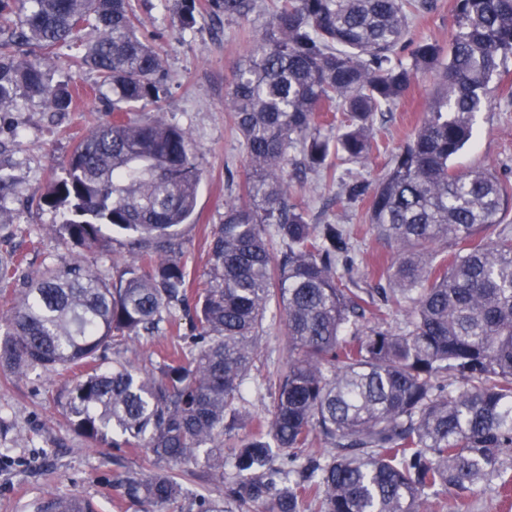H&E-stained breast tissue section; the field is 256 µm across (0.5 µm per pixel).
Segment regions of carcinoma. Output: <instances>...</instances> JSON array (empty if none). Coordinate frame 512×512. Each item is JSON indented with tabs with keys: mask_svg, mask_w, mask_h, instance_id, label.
I'll list each match as a JSON object with an SVG mask.
<instances>
[{
	"mask_svg": "<svg viewBox=\"0 0 512 512\" xmlns=\"http://www.w3.org/2000/svg\"><path fill=\"white\" fill-rule=\"evenodd\" d=\"M264 36L237 64L227 104L243 138V196L224 206L204 287L190 282L176 228L195 213L200 150L189 134L146 113L167 95L157 47L137 34L133 0H0V108L40 102L66 111L40 51L95 33L76 65L97 73L112 120L76 145L65 176L41 196L59 232L89 250L100 226L126 237L133 257L109 279L82 260L30 278L6 316L0 372L42 367L83 373L57 396L92 446L146 448L159 462L192 461L224 485V501L198 495L195 512H421L427 500L464 499L482 482L512 486V226L501 223L512 187L492 170L452 159L492 105L491 82L512 57V0H456L448 48L414 43L399 55L412 16L431 0H271ZM257 0H172V19L195 28L209 15L247 21ZM437 95L374 183L343 184L394 250L386 288H351L341 270L351 236L311 224L289 200L290 152L311 172L331 155L366 163L387 152L375 117L403 100L419 75ZM340 112L343 130L321 133ZM0 168V213L11 210ZM282 250H270L268 237ZM282 311L288 359L268 380L270 418L238 436L248 371L261 353L268 305ZM194 320L183 345L150 371L103 368L99 353L147 344L176 308ZM408 309L396 327L385 317ZM376 325L363 331L360 319ZM323 452L304 455L315 438ZM231 446L224 447V441ZM232 473L224 477V459ZM140 512H173L183 495L170 470L118 475ZM40 512H93L78 496H50Z\"/></svg>",
	"mask_w": 512,
	"mask_h": 512,
	"instance_id": "obj_1",
	"label": "carcinoma"
}]
</instances>
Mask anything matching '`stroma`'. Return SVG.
<instances>
[{
	"label": "stroma",
	"mask_w": 512,
	"mask_h": 512,
	"mask_svg": "<svg viewBox=\"0 0 512 512\" xmlns=\"http://www.w3.org/2000/svg\"><path fill=\"white\" fill-rule=\"evenodd\" d=\"M135 6L143 21L140 33L159 46L168 78L169 95L160 114L184 128L200 148L203 175L194 218L178 227L176 240L191 279L201 284L209 268L208 243L224 221V204L239 197L247 177L244 145L225 96L236 64L264 33L270 14L264 11L242 22L208 17L189 31L173 23L164 0H136ZM455 22V0H434L433 10L412 20L410 37L444 45ZM81 51L78 44H61L46 59L53 82L75 91L69 111L53 112L36 104L19 112H0V165L14 176L11 193L16 200L11 217L0 221V258L13 253L23 258L15 278L0 291V313L9 308L15 291L43 268L66 265L79 254L53 232L58 216L32 200L62 177L63 164L77 142L112 118L94 95L96 72L71 64ZM498 86L491 108L476 117L470 145L453 163L459 169L490 168L512 184V58ZM435 95L431 77H419L408 98L377 122L378 142L391 149L403 143ZM383 167L380 158L368 164L340 161L324 173H307L288 188L290 200L306 209L310 223L340 224L352 231L351 276L359 288L379 286L377 264L387 261L390 249L370 229L364 205L337 203L336 195L343 181L353 176L375 181ZM264 327L261 357L246 378V410L252 418L269 414L272 400L266 381L287 356L278 307H270ZM71 383L70 377L41 368L20 378L0 376V512H36L49 492L79 496L92 503L95 512H138L111 480L117 474L155 467L153 456L146 449L118 455L77 436L55 400ZM424 512H512V492L481 485L463 508L451 504L442 509L432 502Z\"/></svg>",
	"instance_id": "1"
}]
</instances>
